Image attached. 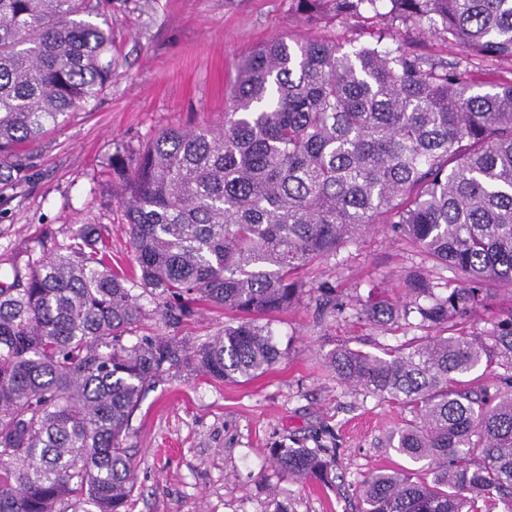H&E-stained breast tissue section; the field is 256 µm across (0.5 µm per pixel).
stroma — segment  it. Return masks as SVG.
Masks as SVG:
<instances>
[{"instance_id": "1", "label": "stroma", "mask_w": 512, "mask_h": 512, "mask_svg": "<svg viewBox=\"0 0 512 512\" xmlns=\"http://www.w3.org/2000/svg\"><path fill=\"white\" fill-rule=\"evenodd\" d=\"M104 11L111 81L0 178V255L9 258L0 281L10 280L12 265L68 243L83 224L110 239L115 267H128L113 156L131 157L172 125L221 123L238 59L264 41L325 37L358 46L388 25L381 16L341 18L328 6L309 23L294 0H106ZM422 263L390 225H374L301 271L311 290L273 318L282 357L270 370L244 382L164 376L141 400L127 439L135 512H355L345 485L408 466L387 440L409 411L341 385L321 357L340 343L376 353L427 335L418 313L387 333L354 308L372 286L403 284ZM320 287L347 301L342 314L319 318ZM319 443L337 449L336 486L292 483L269 461L276 446Z\"/></svg>"}]
</instances>
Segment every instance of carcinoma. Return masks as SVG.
<instances>
[{"label": "carcinoma", "mask_w": 512, "mask_h": 512, "mask_svg": "<svg viewBox=\"0 0 512 512\" xmlns=\"http://www.w3.org/2000/svg\"><path fill=\"white\" fill-rule=\"evenodd\" d=\"M305 20L379 12L390 27L353 50L275 38L240 61L224 124L170 126L112 167L132 272L80 225L69 244L12 265L0 284V512H132L125 441L142 390L171 370L249 380L282 356L264 317L293 307L306 266L391 224L434 266L398 303L373 288L358 314L390 330L414 311L436 329L379 354L340 344L339 382L406 407L388 440L415 469L356 484V512H512V310L483 336L462 319L512 286V0H295ZM415 26L471 60L384 40ZM112 77L100 0H0V168ZM142 289L134 294V288ZM171 329L127 343L148 318ZM205 306L233 316L203 342L177 335ZM502 369V388L473 373ZM281 476L333 485L336 449L271 450Z\"/></svg>", "instance_id": "carcinoma-1"}]
</instances>
